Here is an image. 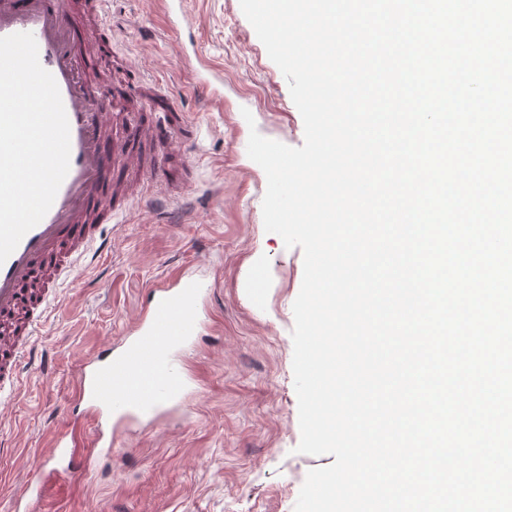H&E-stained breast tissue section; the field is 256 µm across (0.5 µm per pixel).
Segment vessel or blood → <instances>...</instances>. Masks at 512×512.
I'll return each instance as SVG.
<instances>
[{
	"instance_id": "vessel-or-blood-1",
	"label": "vessel or blood",
	"mask_w": 512,
	"mask_h": 512,
	"mask_svg": "<svg viewBox=\"0 0 512 512\" xmlns=\"http://www.w3.org/2000/svg\"><path fill=\"white\" fill-rule=\"evenodd\" d=\"M32 33L39 62L55 78L70 126V166L45 217L0 264V394L19 382L23 339L35 335L45 312L23 300L24 286L45 298L48 289L75 275L121 206L111 187L139 161L144 140L174 137L171 127H146L131 107L115 113L114 133L104 138V93L86 75L87 62L78 51L89 31L77 29L58 0H25L14 7L0 0V37ZM198 93L212 101L223 97L222 77L201 61L184 57ZM209 292L195 274L183 272L152 290L138 321L110 353L87 359L77 377L75 398L98 423L93 445L111 450L103 424L154 418L180 406L192 387L181 362L184 349L201 334L207 318L202 303ZM82 432L70 427L52 444L53 457L76 455L84 447Z\"/></svg>"
}]
</instances>
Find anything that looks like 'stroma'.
Listing matches in <instances>:
<instances>
[{
    "instance_id": "1",
    "label": "stroma",
    "mask_w": 512,
    "mask_h": 512,
    "mask_svg": "<svg viewBox=\"0 0 512 512\" xmlns=\"http://www.w3.org/2000/svg\"><path fill=\"white\" fill-rule=\"evenodd\" d=\"M186 10L174 28L164 0H107L90 23V62L111 72L105 89L155 82L179 109L143 117L176 126L177 136L165 148L166 178L135 185L95 257L59 288L18 390L0 398V512L54 467L48 450L73 420L82 363L118 344L150 289L181 270L214 284L210 328L187 354L195 394L156 420L121 425L90 477L50 488L34 512H294L308 472L335 461L296 451L292 330L303 251L266 232L267 178L247 154L254 129L302 146L303 120L240 0H188ZM184 49L221 70L223 103L192 93Z\"/></svg>"
}]
</instances>
